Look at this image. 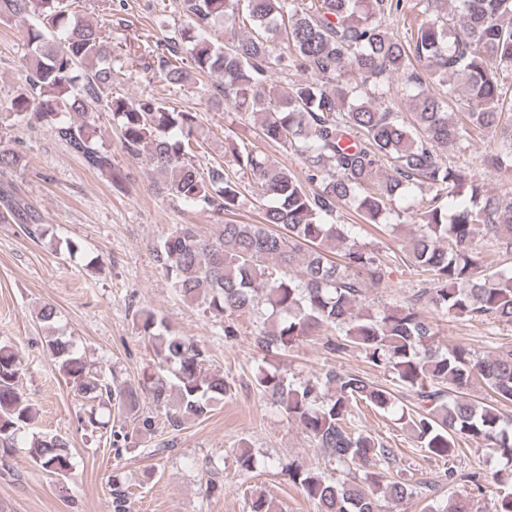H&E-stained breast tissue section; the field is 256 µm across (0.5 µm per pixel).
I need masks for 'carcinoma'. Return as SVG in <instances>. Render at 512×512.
I'll return each instance as SVG.
<instances>
[{
  "label": "carcinoma",
  "mask_w": 512,
  "mask_h": 512,
  "mask_svg": "<svg viewBox=\"0 0 512 512\" xmlns=\"http://www.w3.org/2000/svg\"><path fill=\"white\" fill-rule=\"evenodd\" d=\"M180 6L185 22L168 38L167 54L147 45L138 56L158 61L143 64L144 80L155 83L161 71L171 95L192 72L215 75L226 103L260 121L266 142L302 160L304 179L242 138L226 146L239 177L224 175L220 164L199 172L193 158L203 141L200 115L153 91L138 99L112 95L121 55L98 26L70 10L69 0H0V19L35 16L26 33L29 74L12 99L14 115L35 117L87 169L111 177L112 154L88 131L92 105L105 102L120 121L123 148L133 156L147 152V165L164 177L169 194L204 212L234 211L246 180L253 181L262 223H226L212 237L181 224L155 246L178 294L223 315L226 336L263 301L269 315L256 343L267 356L288 352L302 337L336 331V350L355 345L410 388L415 403L401 417L426 452L451 459L460 436L505 461L493 473L466 478L479 489L497 486L494 512H512V422L495 405L476 406L466 397L480 378L496 401L512 402V349L479 358L464 346L442 351L430 320L441 314L512 325V267H499V257L512 255V185L492 194L470 175L473 166L512 171V123L504 119L512 86V0H418L423 19L408 36L386 24L401 13L403 0H180ZM215 22L230 26L222 44L206 36ZM239 24L249 29L239 32ZM277 69L302 75L280 96L269 89ZM398 74L412 89L407 117L393 105L374 104L366 92ZM426 76L447 85L448 95L430 94ZM477 139L489 140V148L472 154ZM416 187L433 196L405 246L407 263L433 287L418 289L405 305L373 312L361 297L365 282L377 288L384 280L382 260L356 244L358 225L330 218L344 203L384 230L393 202ZM0 205L29 235L41 233L39 217L21 204L14 185L0 184ZM136 322L168 368L148 375L140 389L112 387L72 340L53 333L46 340L50 360L84 400L135 412L146 393L176 429L206 417L228 391L224 374L206 368L204 349L168 330L154 312L139 310ZM22 370L18 351L0 344L2 452L33 419ZM255 389L336 462L366 469L357 482L345 474L329 480L301 463L288 466L290 480L317 512H382V503L409 495L404 483L380 471L396 460L394 449L353 424L360 404L395 406L387 388L336 371L296 385L272 366L258 371ZM29 454L59 479L73 468L69 442L57 434L32 436Z\"/></svg>",
  "instance_id": "cac0c4a2"
}]
</instances>
